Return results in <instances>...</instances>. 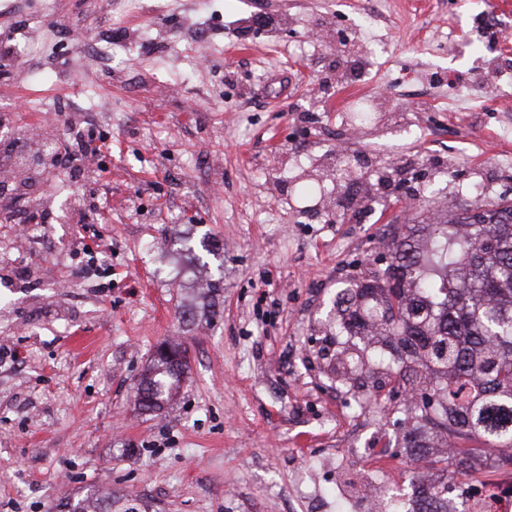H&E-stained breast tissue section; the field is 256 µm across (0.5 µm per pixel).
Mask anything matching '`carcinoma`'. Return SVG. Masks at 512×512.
<instances>
[{
    "instance_id": "obj_1",
    "label": "carcinoma",
    "mask_w": 512,
    "mask_h": 512,
    "mask_svg": "<svg viewBox=\"0 0 512 512\" xmlns=\"http://www.w3.org/2000/svg\"><path fill=\"white\" fill-rule=\"evenodd\" d=\"M390 262L368 269L336 296V331L362 336L384 323L389 374L411 377L434 398L409 409L405 447L422 456L444 433L455 438L441 462L461 474L479 453L472 443L512 448V203L467 207L438 224H408L393 237ZM183 344L164 341L137 388L156 412L179 388Z\"/></svg>"
}]
</instances>
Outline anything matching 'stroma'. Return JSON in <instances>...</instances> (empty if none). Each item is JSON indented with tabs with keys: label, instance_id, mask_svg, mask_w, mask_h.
<instances>
[{
	"label": "stroma",
	"instance_id": "35a3bbf8",
	"mask_svg": "<svg viewBox=\"0 0 512 512\" xmlns=\"http://www.w3.org/2000/svg\"><path fill=\"white\" fill-rule=\"evenodd\" d=\"M496 0H17L0 39L13 131L88 116L106 163L18 175L51 223L0 224V512H366L410 492L405 383L334 374L336 294L381 263L399 197L421 218L512 201V34ZM136 44L98 69L58 24ZM355 157L332 177L337 151ZM108 277L85 274L86 250ZM192 309L188 322L178 314ZM177 338L159 413L136 393ZM187 367V352L183 344L163 341L137 388L139 408L146 412L160 410L179 388Z\"/></svg>",
	"mask_w": 512,
	"mask_h": 512
}]
</instances>
